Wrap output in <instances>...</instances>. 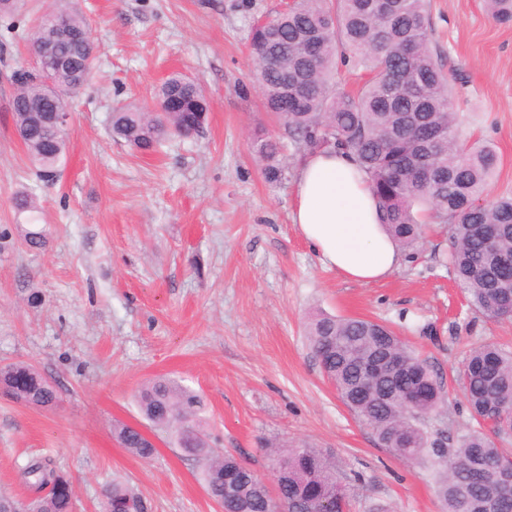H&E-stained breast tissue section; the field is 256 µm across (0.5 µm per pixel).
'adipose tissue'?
I'll list each match as a JSON object with an SVG mask.
<instances>
[{
    "label": "adipose tissue",
    "instance_id": "obj_1",
    "mask_svg": "<svg viewBox=\"0 0 512 512\" xmlns=\"http://www.w3.org/2000/svg\"><path fill=\"white\" fill-rule=\"evenodd\" d=\"M293 195V222L329 267L368 284L401 265L403 251L386 232L367 178L352 154L308 153L297 170Z\"/></svg>",
    "mask_w": 512,
    "mask_h": 512
}]
</instances>
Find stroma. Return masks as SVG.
<instances>
[{
	"label": "stroma",
	"mask_w": 512,
	"mask_h": 512,
	"mask_svg": "<svg viewBox=\"0 0 512 512\" xmlns=\"http://www.w3.org/2000/svg\"><path fill=\"white\" fill-rule=\"evenodd\" d=\"M97 66L72 106L59 180L41 182L14 131L13 72L30 61L25 34L50 0H18L0 16V366L33 365L54 405L0 391V495L29 497L21 471L35 457L67 474L77 512H102L112 481L135 485L150 512H218L198 463L141 415L136 395L158 377L206 403L210 444L270 478L268 445L330 452L353 489L352 512H443L432 470L398 460L338 399L305 336L316 312L390 325L442 378L448 397L426 419L429 437L470 422L457 374L468 351L512 346V319L470 310L432 229L401 267L369 284L327 267L292 222L302 157L282 152L285 177L267 181L251 144L281 135L266 112L248 52L251 27L281 0H75ZM431 47L456 71L451 103L461 136L492 144L488 198L512 195V22L484 0H430ZM173 73L209 102L199 137L142 154L109 135L112 109L154 107ZM34 190L35 211L14 197ZM45 244L28 247L29 224ZM140 428L147 460L112 436Z\"/></svg>",
	"instance_id": "35a3bbf8"
}]
</instances>
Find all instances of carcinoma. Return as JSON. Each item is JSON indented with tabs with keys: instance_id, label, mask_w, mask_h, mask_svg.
I'll return each instance as SVG.
<instances>
[{
	"instance_id": "carcinoma-1",
	"label": "carcinoma",
	"mask_w": 512,
	"mask_h": 512,
	"mask_svg": "<svg viewBox=\"0 0 512 512\" xmlns=\"http://www.w3.org/2000/svg\"><path fill=\"white\" fill-rule=\"evenodd\" d=\"M490 16L512 20V0H484ZM297 0L288 10L252 26L249 52L267 111L283 120L285 134L308 151L334 148L352 153L367 176L382 223L398 244L415 248L424 236L414 208L429 207L436 224L448 227L449 253L459 287L476 312L512 314V197L484 198L498 165L493 147L459 140V113L449 102L452 78L430 49L427 0ZM75 39L59 55L81 66L78 76L53 72L51 82L26 81L11 110L40 177L59 175L66 130L39 120L37 110L70 101L90 80L95 56L84 46L92 35L70 0H56ZM365 72L353 91L334 81L339 64ZM157 107L113 110L111 135L143 152L171 138H190L205 124L208 100L202 86L178 73L156 92ZM255 154L271 182L284 178L281 137L260 133ZM306 337L342 403L398 458L433 468L446 512H512V457L495 439L512 438V350L486 344L472 350L461 371L475 428L429 438L420 420L445 402L444 383L389 327L360 317L319 313ZM22 378L38 403L56 400L52 388L24 362L0 367V380ZM140 412L153 427L171 433L183 453L201 467L206 491L223 512H270L273 496L287 512H351L352 495L336 462L308 444L273 448L283 470L272 483L242 460L211 448L204 429L205 403L169 378L143 385ZM117 442L141 459L155 447L136 429L117 424ZM25 482L43 493L40 512H74L71 483L41 459L22 470ZM111 512H149L147 500L128 483L105 490Z\"/></svg>"
}]
</instances>
